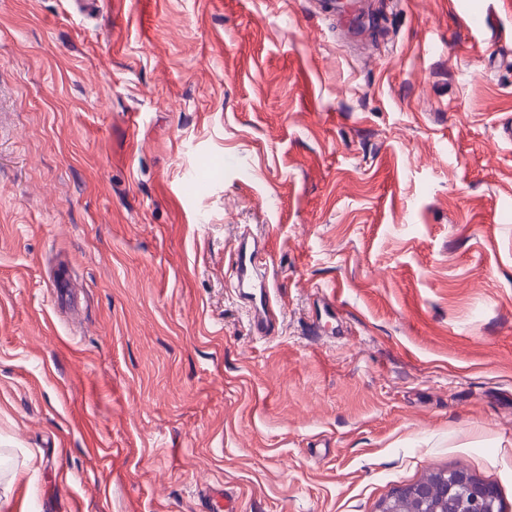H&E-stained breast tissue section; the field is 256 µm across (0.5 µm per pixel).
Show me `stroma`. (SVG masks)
<instances>
[{"mask_svg":"<svg viewBox=\"0 0 512 512\" xmlns=\"http://www.w3.org/2000/svg\"><path fill=\"white\" fill-rule=\"evenodd\" d=\"M371 6L0 0V512H378L455 466L512 512V0ZM268 256L267 241L244 228L238 235L229 263L241 312L252 336L262 338L275 333L281 315L275 299V284L270 274ZM321 298V305L319 306V319L316 318L312 322V331L313 334H321V333H329V334H345V329L343 324L338 321L336 318V304L334 300L330 297V294L327 290L322 289L318 293ZM324 317L325 321H322ZM208 512H239V505L233 495L224 492V486L210 484L199 490Z\"/></svg>","mask_w":512,"mask_h":512,"instance_id":"stroma-1","label":"stroma"}]
</instances>
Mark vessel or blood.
I'll list each match as a JSON object with an SVG mask.
<instances>
[{"label": "vessel or blood", "mask_w": 512, "mask_h": 512, "mask_svg": "<svg viewBox=\"0 0 512 512\" xmlns=\"http://www.w3.org/2000/svg\"><path fill=\"white\" fill-rule=\"evenodd\" d=\"M269 248L265 239L241 231L236 242L230 267L233 286L237 292L241 312L253 335L267 338L274 334L280 318L275 299V284L268 263ZM319 316L312 322V331L340 333L344 326L337 319L336 304L327 290H320ZM208 512H239L234 496L225 493L223 486L210 484L200 489Z\"/></svg>", "instance_id": "obj_1"}]
</instances>
